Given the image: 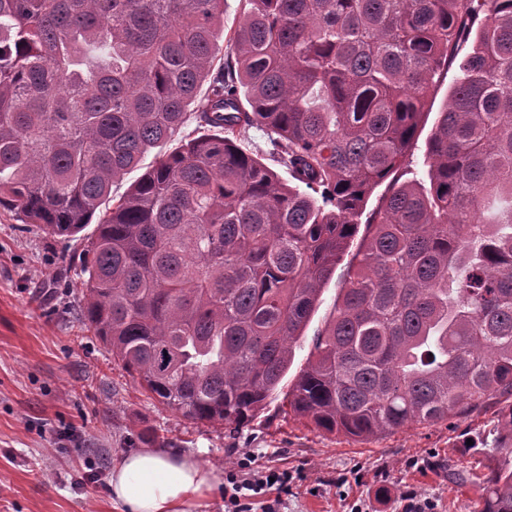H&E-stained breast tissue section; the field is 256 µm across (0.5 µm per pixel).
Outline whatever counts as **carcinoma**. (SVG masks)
I'll list each match as a JSON object with an SVG mask.
<instances>
[{
    "label": "carcinoma",
    "mask_w": 512,
    "mask_h": 512,
    "mask_svg": "<svg viewBox=\"0 0 512 512\" xmlns=\"http://www.w3.org/2000/svg\"><path fill=\"white\" fill-rule=\"evenodd\" d=\"M242 2L216 69L224 0H0V207L60 237L98 217L84 323L187 420L262 409L363 216L290 412L368 439L512 397V0ZM453 63L423 179L405 150ZM191 106L197 136L111 202ZM472 486L512 512L511 464ZM247 142L253 152L263 158V162L273 168L278 173L279 177L288 183V171L278 163L274 162L271 158L273 156L271 151L272 146L270 145L265 132L256 128L250 129L249 134L247 135Z\"/></svg>",
    "instance_id": "obj_1"
}]
</instances>
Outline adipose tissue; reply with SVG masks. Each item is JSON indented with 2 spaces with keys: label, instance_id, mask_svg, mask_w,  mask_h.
<instances>
[{
  "label": "adipose tissue",
  "instance_id": "ef3b65f1",
  "mask_svg": "<svg viewBox=\"0 0 512 512\" xmlns=\"http://www.w3.org/2000/svg\"><path fill=\"white\" fill-rule=\"evenodd\" d=\"M217 479L190 456L144 448L113 465L110 487L122 512H194Z\"/></svg>",
  "mask_w": 512,
  "mask_h": 512
}]
</instances>
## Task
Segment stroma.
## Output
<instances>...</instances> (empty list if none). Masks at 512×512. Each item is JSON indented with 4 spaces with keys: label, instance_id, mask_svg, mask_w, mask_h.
Listing matches in <instances>:
<instances>
[{
    "label": "stroma",
    "instance_id": "obj_1",
    "mask_svg": "<svg viewBox=\"0 0 512 512\" xmlns=\"http://www.w3.org/2000/svg\"><path fill=\"white\" fill-rule=\"evenodd\" d=\"M454 79L444 74L427 99L410 149L414 163L423 161ZM93 233L89 226L82 237L54 238L0 207V512H120L109 486L113 461L163 439L220 476L196 512H224L222 477L245 458L290 474L279 512H352L357 504L402 512L412 492L433 499L437 512H475L471 484L448 472L486 473L488 451L499 445L497 420L511 399L369 440L329 434L290 414L288 392L333 314L345 265L324 285L266 407L231 435L159 403L85 330L81 285L60 273ZM470 440L479 449H466ZM90 466L98 481L81 483Z\"/></svg>",
    "mask_w": 512,
    "mask_h": 512
}]
</instances>
